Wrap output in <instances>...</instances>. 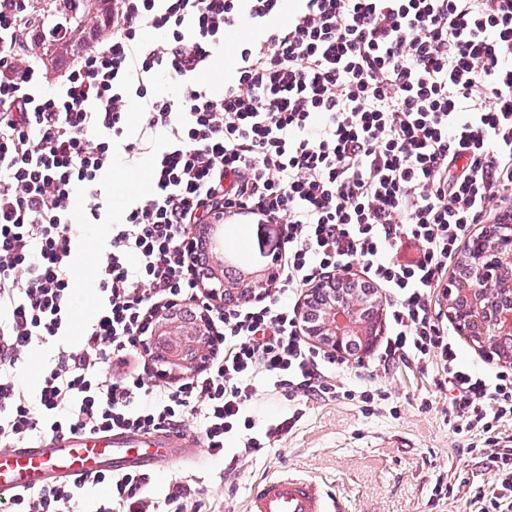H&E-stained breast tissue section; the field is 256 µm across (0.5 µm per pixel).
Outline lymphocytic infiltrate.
I'll list each match as a JSON object with an SVG mask.
<instances>
[{
  "instance_id": "1",
  "label": "lymphocytic infiltrate",
  "mask_w": 512,
  "mask_h": 512,
  "mask_svg": "<svg viewBox=\"0 0 512 512\" xmlns=\"http://www.w3.org/2000/svg\"><path fill=\"white\" fill-rule=\"evenodd\" d=\"M35 12L34 0H0V447L190 420L210 455L230 438L253 455L302 417L259 429V386L370 417L388 408L379 372L402 368L434 373L462 437L454 456L493 470L473 489L478 512H512V366L464 365L432 306L475 226L499 223L512 201V0H112L111 33L53 85L20 56ZM243 25L253 38L226 44ZM223 49L237 67L215 92L200 75ZM147 134L162 137L149 188L111 224L97 311L76 322L77 204L88 202V223L110 224L112 171ZM231 213L280 225L274 291L211 306L206 366L159 383L138 356L143 327L157 310L205 302L188 248ZM355 266L384 290L388 331L366 374L347 377L343 357L310 345L298 304ZM36 345L46 357L31 391L14 370ZM149 482L84 474L0 512H80L99 486L95 512H199L189 481L160 501Z\"/></svg>"
}]
</instances>
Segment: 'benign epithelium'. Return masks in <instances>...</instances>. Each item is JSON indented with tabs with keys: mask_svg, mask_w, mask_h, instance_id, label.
<instances>
[{
	"mask_svg": "<svg viewBox=\"0 0 512 512\" xmlns=\"http://www.w3.org/2000/svg\"><path fill=\"white\" fill-rule=\"evenodd\" d=\"M481 236V244L463 256L461 269L448 284L446 313L459 335L476 349L497 356L496 339L512 337V281L503 283L496 277L499 268H512V217L486 226ZM195 259L201 262V284L226 304L264 295L277 273L278 258L274 257L261 270L229 277L224 253L205 231ZM316 300L320 309L315 322L306 327L315 343L337 355L344 354L353 342L369 350L372 337L380 333L379 308L363 295L352 271L311 285L306 304L301 306L306 316H311ZM207 318V310L200 305L155 314L145 348L160 374L178 379L202 367L212 348Z\"/></svg>",
	"mask_w": 512,
	"mask_h": 512,
	"instance_id": "1",
	"label": "benign epithelium"
}]
</instances>
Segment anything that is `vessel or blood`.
Segmentation results:
<instances>
[{"mask_svg":"<svg viewBox=\"0 0 512 512\" xmlns=\"http://www.w3.org/2000/svg\"><path fill=\"white\" fill-rule=\"evenodd\" d=\"M177 435L155 443L115 432L49 439L36 448L0 451V500L48 487L92 471L153 474L158 456L181 444ZM250 512H343L342 502L316 482L293 475L265 481L252 495Z\"/></svg>","mask_w":512,"mask_h":512,"instance_id":"b4317fda","label":"vessel or blood"}]
</instances>
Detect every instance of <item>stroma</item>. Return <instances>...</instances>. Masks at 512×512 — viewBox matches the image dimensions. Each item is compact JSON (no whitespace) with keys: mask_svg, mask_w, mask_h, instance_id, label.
<instances>
[{"mask_svg":"<svg viewBox=\"0 0 512 512\" xmlns=\"http://www.w3.org/2000/svg\"><path fill=\"white\" fill-rule=\"evenodd\" d=\"M243 240L247 266H265L282 251L276 224H228L223 248L234 251ZM398 417H365L341 401L313 398L289 401L281 395L259 393L251 406L258 423L276 424L294 409L303 417L275 447L258 456L241 454L237 441H227L223 456L208 454L200 431L186 422L183 460H159L160 474L148 487L160 498L170 484L191 480L202 512H247L258 484L287 472L312 480L343 496L345 512H470V487L490 481L481 458L453 459L449 450L459 438L445 413L444 401L422 409L420 400L434 390L430 377L386 374ZM447 475L453 488L439 505L429 503L438 475Z\"/></svg>","mask_w":512,"mask_h":512,"instance_id":"1","label":"stroma"}]
</instances>
